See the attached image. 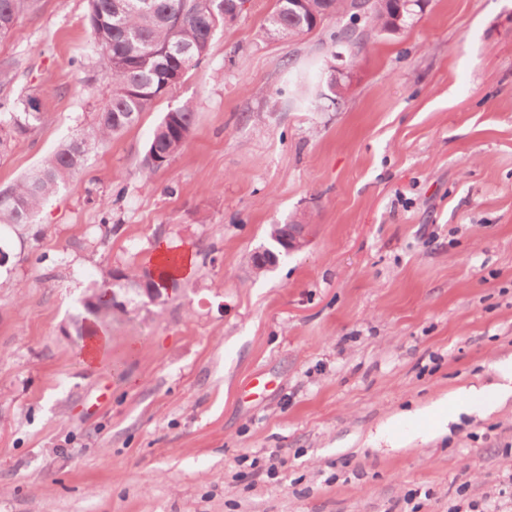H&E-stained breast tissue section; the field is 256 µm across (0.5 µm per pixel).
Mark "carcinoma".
I'll return each mask as SVG.
<instances>
[{
    "instance_id": "obj_1",
    "label": "carcinoma",
    "mask_w": 512,
    "mask_h": 512,
    "mask_svg": "<svg viewBox=\"0 0 512 512\" xmlns=\"http://www.w3.org/2000/svg\"><path fill=\"white\" fill-rule=\"evenodd\" d=\"M24 0H0V21L17 25ZM89 25L105 63L111 90L96 113L87 137L75 138L47 158L41 168L0 192V223L30 224L40 207L83 168L91 145L135 125L158 97L178 85L208 56L216 31L233 25L243 14L240 0H88ZM348 23L331 33L332 44L345 49L367 42L380 27L396 21L390 0H276L268 30L290 38L308 33L338 13ZM42 120L36 107L0 102V147ZM195 122L185 103L164 114L154 128L140 160L148 177L178 154ZM121 291L137 287V279L167 297L168 272L145 270L142 275H111Z\"/></svg>"
}]
</instances>
